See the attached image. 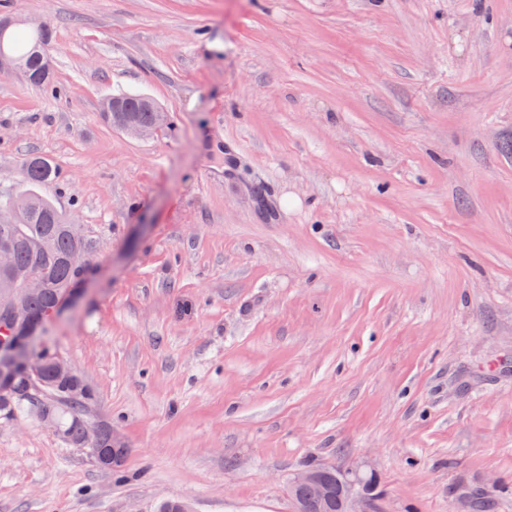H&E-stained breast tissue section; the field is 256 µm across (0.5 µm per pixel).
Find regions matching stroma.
<instances>
[{
    "label": "stroma",
    "instance_id": "stroma-1",
    "mask_svg": "<svg viewBox=\"0 0 512 512\" xmlns=\"http://www.w3.org/2000/svg\"><path fill=\"white\" fill-rule=\"evenodd\" d=\"M59 98L0 73L24 158L96 240L47 347L123 480L0 423V512H293L309 464L367 512H512V0H16ZM169 125L108 126L114 94ZM145 96L142 95H133V94H116L112 95L109 98L106 99V101L103 104V108H101L100 117L103 122L107 123L110 126L117 127L115 124V120H113V113L114 112H130L134 117L135 125L137 126L139 130V136H145L149 135L155 130H157L155 123H154V112L149 108L143 105V100ZM108 100H115L120 102L121 104L129 106L131 109H133L135 112H131L129 110L121 108L118 104L114 105L112 104V112H109L106 110V102ZM118 128V127H117Z\"/></svg>",
    "mask_w": 512,
    "mask_h": 512
}]
</instances>
